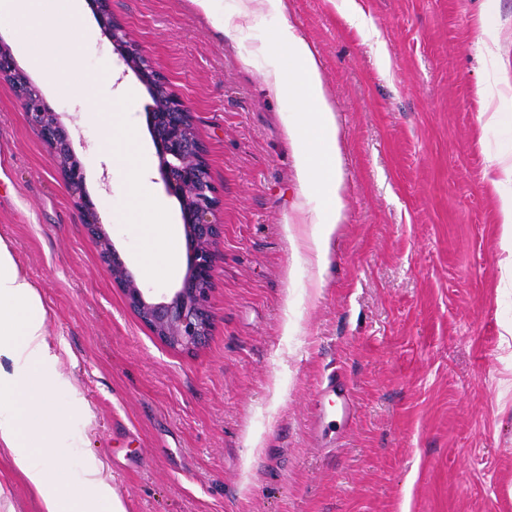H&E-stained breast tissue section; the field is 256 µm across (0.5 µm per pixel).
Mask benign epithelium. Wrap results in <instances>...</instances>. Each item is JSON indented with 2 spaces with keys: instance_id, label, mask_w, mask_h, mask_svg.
I'll use <instances>...</instances> for the list:
<instances>
[{
  "instance_id": "1",
  "label": "benign epithelium",
  "mask_w": 512,
  "mask_h": 512,
  "mask_svg": "<svg viewBox=\"0 0 512 512\" xmlns=\"http://www.w3.org/2000/svg\"><path fill=\"white\" fill-rule=\"evenodd\" d=\"M98 24L125 65L146 88L150 130L159 159V173L170 195L179 203L188 264L171 296L157 300L140 288L132 272L102 229L85 187L69 133L59 113L19 68L9 48L0 45V80L12 83L29 120L52 147L56 163L67 180L88 234L97 239L101 262L113 281L125 288L128 304L165 345L186 352L196 350L211 327L209 295L215 263V245L223 225L215 219L217 200L204 150L186 101L172 92L144 50L112 18L109 0H90Z\"/></svg>"
}]
</instances>
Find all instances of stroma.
I'll return each instance as SVG.
<instances>
[{
    "mask_svg": "<svg viewBox=\"0 0 512 512\" xmlns=\"http://www.w3.org/2000/svg\"><path fill=\"white\" fill-rule=\"evenodd\" d=\"M484 0H288L344 134L348 186L322 287L305 197L257 49L271 18L231 35L193 0H110L114 19L190 106L224 226L197 350L160 342L104 271L51 148L0 81V236L43 296L65 353L56 369L86 412L48 423L81 480L105 463L126 512H512V288L498 245L487 152L512 164V0H495L498 53L475 49ZM82 92L0 44L61 115L103 228L141 287L149 226L122 223L128 187L113 122L155 149L151 99L92 9L76 32ZM136 92L126 109L101 59ZM497 79L498 92L478 90ZM95 100L104 118L85 110ZM344 379L343 422L322 389ZM0 512H40L0 453Z\"/></svg>",
    "mask_w": 512,
    "mask_h": 512,
    "instance_id": "35a3bbf8",
    "label": "stroma"
}]
</instances>
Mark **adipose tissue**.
Listing matches in <instances>:
<instances>
[{
	"instance_id": "obj_1",
	"label": "adipose tissue",
	"mask_w": 512,
	"mask_h": 512,
	"mask_svg": "<svg viewBox=\"0 0 512 512\" xmlns=\"http://www.w3.org/2000/svg\"><path fill=\"white\" fill-rule=\"evenodd\" d=\"M61 11L37 14L33 26L51 30L64 48L68 70L82 72V49L76 38L82 0H64ZM275 24L266 33L259 53L267 64L266 86L286 103L292 116L287 133L294 146V167L301 192L316 198V225L306 240L318 271H326L330 239L344 209L345 185L336 113L327 100L320 62L307 39L288 18V0H260ZM124 168L130 183L132 207L139 220L157 233V251L164 270L177 265L175 234L164 204L155 200L144 180L148 156L140 152L131 130ZM490 183L497 194L498 243L504 261L512 266V166L499 153L486 156ZM46 308L37 288L20 265L10 243L0 237V450H8L12 464L41 499V512H126L113 493L104 464L92 462L80 485H73L69 469L47 440L48 421H65L84 403L71 399L53 407L51 398L63 386L61 377L45 372L51 360Z\"/></svg>"
}]
</instances>
